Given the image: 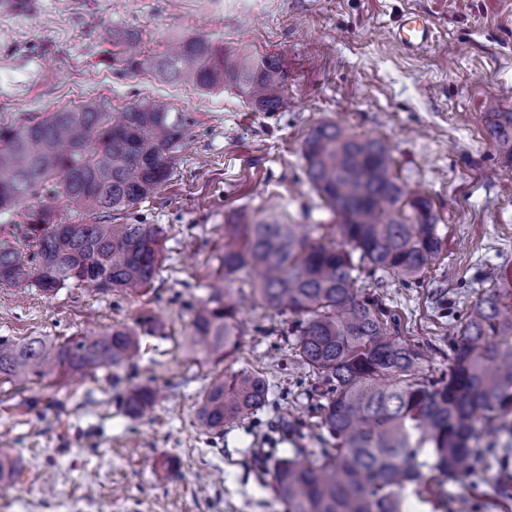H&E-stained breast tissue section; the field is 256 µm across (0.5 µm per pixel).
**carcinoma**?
I'll use <instances>...</instances> for the list:
<instances>
[{"label":"carcinoma","mask_w":512,"mask_h":512,"mask_svg":"<svg viewBox=\"0 0 512 512\" xmlns=\"http://www.w3.org/2000/svg\"><path fill=\"white\" fill-rule=\"evenodd\" d=\"M122 38L126 69L202 90L231 87L257 112L288 110V76L274 56L255 58L222 44L183 37L164 56L148 57L132 33ZM490 130L512 158V112L490 113ZM190 118L169 103H137L114 119L82 105L0 124V211L44 196L63 200L66 221L42 208L15 225V244L0 241V286L54 293L72 284L136 293L163 261L158 224H91L130 215L170 179ZM306 177L336 216L341 241L325 242L319 224H284L268 214L224 225L220 273L194 313L186 349L221 363L238 344L237 310L224 287L247 280L259 303L292 314L297 358L316 378L321 448L274 459L272 481L287 512H408L423 488L448 501L444 485L480 477L512 458V282L488 289L454 327L448 369L424 372L427 353L403 338L377 296L357 287L362 270L408 281L436 265L443 250L430 202L408 195L384 142L317 126L303 144ZM129 327L85 336L0 338V382L64 381L118 371L139 356ZM269 384L247 370L214 377L197 410L211 434L268 404ZM157 402L147 383L124 389L123 413L138 419ZM0 449V482L22 474Z\"/></svg>","instance_id":"carcinoma-1"}]
</instances>
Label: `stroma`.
Listing matches in <instances>:
<instances>
[{"label": "stroma", "instance_id": "35a3bbf8", "mask_svg": "<svg viewBox=\"0 0 512 512\" xmlns=\"http://www.w3.org/2000/svg\"><path fill=\"white\" fill-rule=\"evenodd\" d=\"M424 15L434 42L406 53L388 32L406 11ZM140 33L148 56L185 36L278 57L288 73V111L256 112L232 89L203 92L126 70L104 29ZM161 99L192 119L170 180L138 204L140 221L164 227L165 261L139 295L71 286L53 294L0 287V337L59 339L127 326L139 358L120 370L62 385L0 383V448L14 449L26 474L0 493V512H286L274 495L270 455L319 448L315 383L296 359L288 316L240 301V348L223 363L187 355L192 310L224 251V226L244 214L287 215L325 225L304 173L302 143L323 123L384 140L394 172L426 197L445 240L435 268L409 284L376 273L363 286L401 321L402 336L429 349L427 373L448 366V328L512 271V158L489 130L490 111L512 112V0H31L0 5V121L98 105L119 114ZM263 374L269 405L214 438L196 409L216 374ZM150 383L161 399L143 418L126 417L118 395ZM303 415L302 439L270 443L284 411ZM178 458L168 477L161 464ZM512 465H491L479 486L448 484L450 498L413 499L415 512H512L497 494Z\"/></svg>", "mask_w": 512, "mask_h": 512}]
</instances>
